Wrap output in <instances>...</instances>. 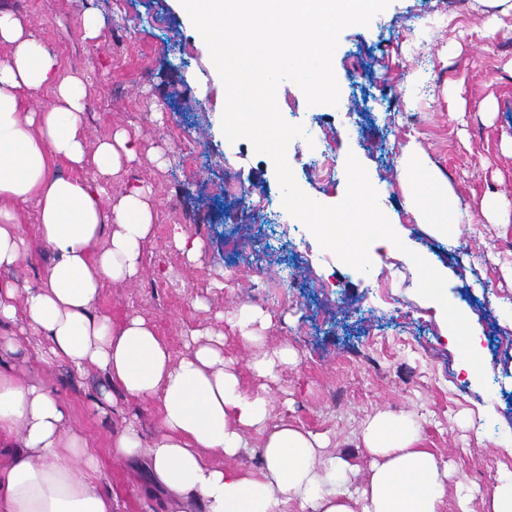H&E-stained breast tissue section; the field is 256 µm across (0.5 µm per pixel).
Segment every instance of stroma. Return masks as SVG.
Segmentation results:
<instances>
[{"instance_id":"obj_1","label":"stroma","mask_w":512,"mask_h":512,"mask_svg":"<svg viewBox=\"0 0 512 512\" xmlns=\"http://www.w3.org/2000/svg\"><path fill=\"white\" fill-rule=\"evenodd\" d=\"M55 51L65 70L91 81L85 114L88 148L115 130L134 139L137 158L112 182L113 194L130 183L149 185L154 229L142 246V271L132 283H106L100 308L114 321L139 315L174 356L186 354L191 331L223 329L218 316L249 305L268 314L256 346L224 331V358L247 392L269 400L272 423L304 425L326 436L330 450L357 468L354 486L371 473L359 447L362 424L376 412H412L426 445L447 465L449 484L473 488L474 512H487L501 469H512V336L501 312L512 306V223L485 215L491 195L512 204V0H392L369 25L346 28L333 57L337 106L308 105L292 82L276 99L284 119L307 135L336 133L339 172L324 189L310 167L305 138L288 146L299 187L312 199L339 203L347 187L343 167L355 155L378 193V203L404 243L382 250L361 273L323 250L299 221L288 234L249 209L245 192L281 198L271 159L251 143L228 142L221 118L224 86L208 48L178 0H0ZM94 9L106 18L95 40L84 37L81 17ZM496 32L484 35L487 18ZM424 157L446 177L448 189L474 217L454 243L434 236L408 208L400 178L407 152ZM239 191L225 195L224 182ZM29 243L11 274L32 285L47 274L53 251L36 231V208L24 209ZM181 227L202 244L188 263L172 242ZM418 253L448 279V300L464 312L480 339L482 369L460 372L461 352L449 345L447 322L434 301L418 292L410 253ZM396 277L398 304L371 288L382 272ZM324 280L328 290L315 289ZM289 345L297 354L274 377L249 367L256 351ZM20 377L39 378L68 406L73 426L88 437L101 472L117 498V512H162L146 496L144 473L115 459L113 435L135 421L145 438L159 431V403L132 399L111 388L89 366L76 375L61 364L15 357ZM111 388L115 404L97 410L93 399Z\"/></svg>"}]
</instances>
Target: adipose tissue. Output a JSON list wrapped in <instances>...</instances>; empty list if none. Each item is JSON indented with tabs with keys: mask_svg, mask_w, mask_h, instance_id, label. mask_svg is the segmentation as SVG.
Here are the masks:
<instances>
[{
	"mask_svg": "<svg viewBox=\"0 0 512 512\" xmlns=\"http://www.w3.org/2000/svg\"><path fill=\"white\" fill-rule=\"evenodd\" d=\"M0 47V271L18 266L28 251L20 230L28 201L37 204L40 238L54 250L39 286L0 280V443L11 450L0 464V512H112L114 502L57 392L15 374L10 358L19 342L4 331L15 322L34 337L44 363L78 371L93 364L128 396L158 399L160 434L147 441L126 425L112 453L143 465L166 512H442L448 467L424 447L413 416L382 411L364 424L360 443L375 462L355 496L352 464L326 454L322 435L285 421L269 425L266 396L246 392L224 361L223 332L205 330V343L176 360L143 317L117 323L98 311L104 282L139 278L142 246L153 232L150 188L108 198L109 179L137 157L134 142L118 131L88 150L87 79L63 73L59 56L10 10L0 9ZM43 91L51 104L30 108ZM89 165L96 180L83 175ZM62 166L67 174H59ZM402 176L419 223L454 239L463 209L441 174L411 155ZM252 436L261 441L258 468L219 466Z\"/></svg>",
	"mask_w": 512,
	"mask_h": 512,
	"instance_id": "obj_1",
	"label": "adipose tissue"
}]
</instances>
